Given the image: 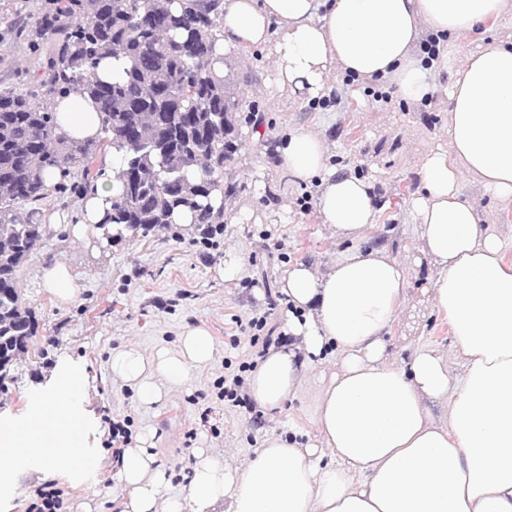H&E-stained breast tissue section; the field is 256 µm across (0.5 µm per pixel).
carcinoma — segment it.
I'll return each mask as SVG.
<instances>
[{
	"label": "carcinoma",
	"mask_w": 512,
	"mask_h": 512,
	"mask_svg": "<svg viewBox=\"0 0 512 512\" xmlns=\"http://www.w3.org/2000/svg\"><path fill=\"white\" fill-rule=\"evenodd\" d=\"M224 0H50V7L16 37L43 56L47 79L22 90L0 91V346L10 361L0 378L36 347L38 323L17 290V274L46 239L45 225L15 213L18 203L44 199L45 174L83 164L80 179L53 186L60 196L83 195L105 168L93 169L98 147L122 157L119 191L100 229L110 241L144 236L186 212L192 223L220 232L224 207L212 196L233 198L232 173L240 143L241 102L226 88L219 53ZM110 56L123 74L106 82L96 74ZM95 100L102 112L99 141L68 140L57 133L56 96ZM203 177L189 178L192 171ZM118 228L110 235V226Z\"/></svg>",
	"instance_id": "carcinoma-1"
}]
</instances>
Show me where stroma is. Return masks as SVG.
Returning <instances> with one entry per match:
<instances>
[{
  "mask_svg": "<svg viewBox=\"0 0 512 512\" xmlns=\"http://www.w3.org/2000/svg\"><path fill=\"white\" fill-rule=\"evenodd\" d=\"M44 0H0V89L25 88L43 79V58L14 37L16 21L34 22ZM512 43V13L473 33L446 39L448 66L456 68L468 54L491 44ZM224 63L233 69L231 82L243 112H256L260 124L240 122L243 148L237 178L243 189L227 204L224 232L203 240L201 227L173 225L135 239L125 238L109 246L93 240L78 243L58 239L79 214L81 197L48 194L38 205L37 218L55 230L20 269L21 297L38 320L37 341L45 356L27 355L13 368V380L0 391V424L22 418L27 399L48 387L57 370L67 363L81 365L88 378L85 408L96 426L89 439L90 453L102 461V476L85 481L62 482L63 512H114L107 493V473L116 471L112 450L106 445L107 418L129 419L133 435L149 429L154 433V452L167 472V491L185 493L194 461V449L204 448L223 460L226 468L243 467L266 435L296 436L306 440L312 433L310 411L317 391L316 380L336 368V356L318 358L313 381L280 410L265 412V426L255 429L245 410L226 407L216 396L215 380L224 373L225 359H237L229 344L235 325L232 316H250L265 301V291L277 288L289 266L303 262L323 270L348 248L317 210L301 211L297 200L303 193L318 195L312 181L294 183L276 167L273 148L288 132L307 128L328 143L329 169L368 180L378 199L376 224L366 243L383 247L395 257L415 256L417 233L411 207L419 181L423 153L444 143L450 102L438 94L426 106L394 94L390 104L374 101L367 83L348 86L340 106L312 109L307 91L285 93L276 82L266 50L225 48ZM463 197L483 223L492 225L512 260V206H503L478 181L465 178ZM281 241L282 250L267 248L262 232ZM240 252L244 277L225 279L218 268L226 248ZM54 260L69 262L78 284L74 302L58 303L41 285L42 268ZM430 283L427 266L410 265L404 314L387 338L392 358L407 359L419 346L428 345L451 353L448 324L431 307L424 290ZM208 329L215 346L213 359L191 367L187 381L167 389L162 401L142 407L134 393L112 378L108 361L113 350L134 343L146 354L156 349L176 350L181 332L189 326ZM200 404H192L193 396ZM211 408L210 427H201L199 415ZM219 435H212L211 427ZM196 429L192 448H185L184 434ZM45 474L13 473L10 485L0 490V512H28Z\"/></svg>",
  "mask_w": 512,
  "mask_h": 512,
  "instance_id": "35a3bbf8",
  "label": "stroma"
}]
</instances>
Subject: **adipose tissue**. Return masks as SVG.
I'll return each instance as SVG.
<instances>
[{
  "instance_id": "1",
  "label": "adipose tissue",
  "mask_w": 512,
  "mask_h": 512,
  "mask_svg": "<svg viewBox=\"0 0 512 512\" xmlns=\"http://www.w3.org/2000/svg\"><path fill=\"white\" fill-rule=\"evenodd\" d=\"M511 8L512 0H224L225 45L266 49L281 90L299 84L317 95L349 74L393 83L410 100L449 97L447 142L422 156L413 208L418 252L434 273L427 293L464 370L454 374L430 346L390 360L385 338L403 312L408 269L386 249L349 252L322 272L295 264L279 288L297 344L269 348L247 387L258 407L277 410L301 392L312 358L336 349L311 408L310 442L270 434L236 471L196 449L181 498L165 495L166 472L142 435L116 472L117 512H512V261L462 198L467 175L512 204V47L487 46L453 72L447 51L428 64L415 52L422 29L468 32ZM53 106L59 133L97 135L91 100L73 94ZM277 152L291 181L320 179L322 223L339 239L362 240L377 212L367 182L328 171L327 144L313 131L289 133ZM117 191L112 178L90 185L69 227L74 240L98 233ZM213 357L210 334L196 326L174 352L118 348L109 369L149 407ZM86 397L83 369L62 367L50 392L30 396L26 418L0 432V473L52 470L60 456L98 472L84 450ZM432 401L447 403V422L431 415Z\"/></svg>"
}]
</instances>
